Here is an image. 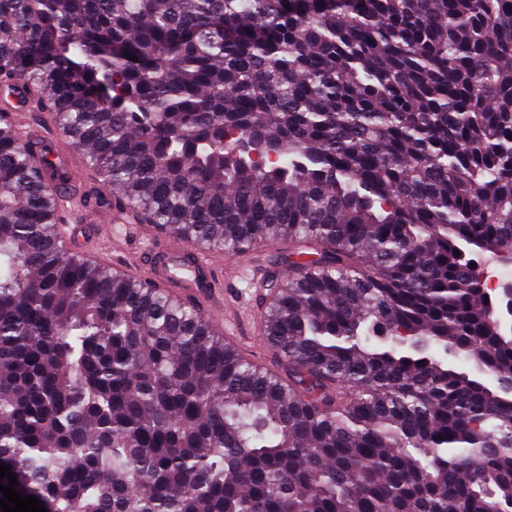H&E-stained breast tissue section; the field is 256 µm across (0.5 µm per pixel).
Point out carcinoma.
I'll return each instance as SVG.
<instances>
[{
	"label": "carcinoma",
	"mask_w": 512,
	"mask_h": 512,
	"mask_svg": "<svg viewBox=\"0 0 512 512\" xmlns=\"http://www.w3.org/2000/svg\"><path fill=\"white\" fill-rule=\"evenodd\" d=\"M17 76L114 205L226 253L296 248L264 277L275 373L65 250L63 172L0 122L16 490L47 512H512V280L484 276L512 267V0H0Z\"/></svg>",
	"instance_id": "1"
}]
</instances>
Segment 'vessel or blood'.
<instances>
[{"label":"vessel or blood","mask_w":512,"mask_h":512,"mask_svg":"<svg viewBox=\"0 0 512 512\" xmlns=\"http://www.w3.org/2000/svg\"><path fill=\"white\" fill-rule=\"evenodd\" d=\"M29 138L35 149L47 152L55 165L70 168V158L61 152L60 140L50 132L30 129ZM64 203L72 216L66 245L93 261L112 253L111 244L94 235L93 226L101 212H108L110 223L118 230L134 221L130 212L113 207L106 200L85 202L80 196L70 193ZM132 265L146 279L165 288L171 295L205 308L209 316L220 320L225 341L233 346L239 344L243 336L242 324L224 317V274L230 264L219 252L189 247L177 237H163L150 232Z\"/></svg>","instance_id":"1"}]
</instances>
